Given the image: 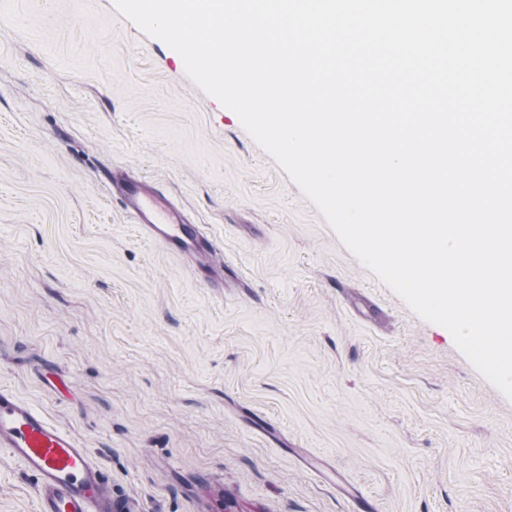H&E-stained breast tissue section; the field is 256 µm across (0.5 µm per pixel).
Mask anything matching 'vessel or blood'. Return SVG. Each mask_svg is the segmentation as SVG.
Wrapping results in <instances>:
<instances>
[{"label": "vessel or blood", "instance_id": "obj_1", "mask_svg": "<svg viewBox=\"0 0 512 512\" xmlns=\"http://www.w3.org/2000/svg\"><path fill=\"white\" fill-rule=\"evenodd\" d=\"M115 195L142 234L172 254L188 256L215 276L224 273L216 240L184 209L146 181L116 177ZM0 447L38 479L37 512H126L88 448L35 406L0 387Z\"/></svg>", "mask_w": 512, "mask_h": 512}]
</instances>
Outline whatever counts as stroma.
Here are the masks:
<instances>
[{"label": "stroma", "mask_w": 512, "mask_h": 512, "mask_svg": "<svg viewBox=\"0 0 512 512\" xmlns=\"http://www.w3.org/2000/svg\"><path fill=\"white\" fill-rule=\"evenodd\" d=\"M113 173L221 240L223 286ZM0 387L127 512H512V400L114 0H0ZM36 485L0 449V512ZM112 185L113 195L147 239L161 243L171 254L193 258L197 267L212 271L214 279L224 275L216 240L193 224L177 202L141 179L112 176Z\"/></svg>", "instance_id": "obj_1"}]
</instances>
